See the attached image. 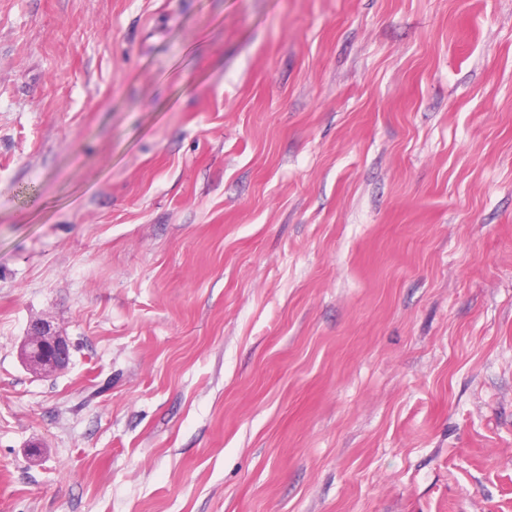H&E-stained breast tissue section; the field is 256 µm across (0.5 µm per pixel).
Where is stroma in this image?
I'll list each match as a JSON object with an SVG mask.
<instances>
[{
    "mask_svg": "<svg viewBox=\"0 0 512 512\" xmlns=\"http://www.w3.org/2000/svg\"><path fill=\"white\" fill-rule=\"evenodd\" d=\"M0 512H512V0H0ZM20 355L26 369L34 376L50 378L69 365L71 345L50 321L39 318L30 324Z\"/></svg>",
    "mask_w": 512,
    "mask_h": 512,
    "instance_id": "obj_1",
    "label": "stroma"
}]
</instances>
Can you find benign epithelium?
<instances>
[{"label":"benign epithelium","instance_id":"7a95c632","mask_svg":"<svg viewBox=\"0 0 512 512\" xmlns=\"http://www.w3.org/2000/svg\"><path fill=\"white\" fill-rule=\"evenodd\" d=\"M70 356L69 339L50 321L43 318L32 321L21 347V359L27 370L36 377L50 378L69 365Z\"/></svg>","mask_w":512,"mask_h":512}]
</instances>
